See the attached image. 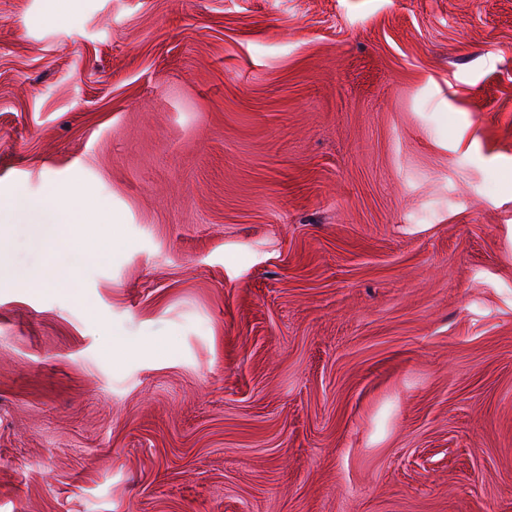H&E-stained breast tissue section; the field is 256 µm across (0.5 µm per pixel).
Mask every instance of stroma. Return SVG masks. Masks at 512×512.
<instances>
[{
    "label": "stroma",
    "instance_id": "stroma-1",
    "mask_svg": "<svg viewBox=\"0 0 512 512\" xmlns=\"http://www.w3.org/2000/svg\"><path fill=\"white\" fill-rule=\"evenodd\" d=\"M53 11L0 0V512H512V0ZM52 197L56 199V220L58 224H85L82 214L86 202L83 195L76 189L60 190L52 188Z\"/></svg>",
    "mask_w": 512,
    "mask_h": 512
}]
</instances>
